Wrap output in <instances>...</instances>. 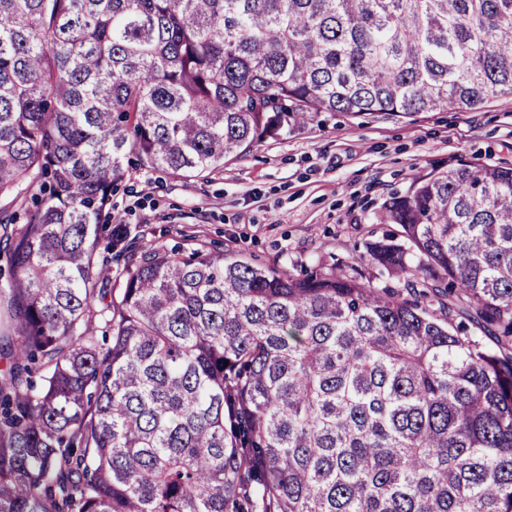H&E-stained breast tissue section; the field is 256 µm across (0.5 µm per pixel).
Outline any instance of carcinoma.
Instances as JSON below:
<instances>
[{
  "instance_id": "1",
  "label": "carcinoma",
  "mask_w": 512,
  "mask_h": 512,
  "mask_svg": "<svg viewBox=\"0 0 512 512\" xmlns=\"http://www.w3.org/2000/svg\"><path fill=\"white\" fill-rule=\"evenodd\" d=\"M501 97L512 0H0V195L39 191L0 512H512V167L423 178L400 239L310 268L101 223L129 151L206 179L322 112Z\"/></svg>"
}]
</instances>
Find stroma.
Returning <instances> with one entry per match:
<instances>
[{"mask_svg": "<svg viewBox=\"0 0 512 512\" xmlns=\"http://www.w3.org/2000/svg\"><path fill=\"white\" fill-rule=\"evenodd\" d=\"M512 165V102L424 112L324 113L267 138L207 180L128 167L112 196L113 223L167 246L184 235L259 262L353 261L381 236L376 213L424 177L461 163Z\"/></svg>", "mask_w": 512, "mask_h": 512, "instance_id": "obj_1", "label": "stroma"}]
</instances>
